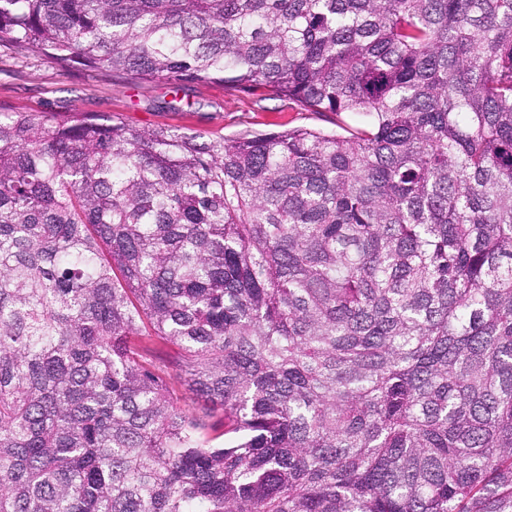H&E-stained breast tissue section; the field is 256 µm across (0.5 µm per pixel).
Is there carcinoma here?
<instances>
[{
  "label": "carcinoma",
  "instance_id": "1",
  "mask_svg": "<svg viewBox=\"0 0 512 512\" xmlns=\"http://www.w3.org/2000/svg\"><path fill=\"white\" fill-rule=\"evenodd\" d=\"M0 47L372 117L0 111V512H512V0H0Z\"/></svg>",
  "mask_w": 512,
  "mask_h": 512
}]
</instances>
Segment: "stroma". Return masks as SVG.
Returning a JSON list of instances; mask_svg holds the SVG:
<instances>
[{"instance_id": "stroma-1", "label": "stroma", "mask_w": 512, "mask_h": 512, "mask_svg": "<svg viewBox=\"0 0 512 512\" xmlns=\"http://www.w3.org/2000/svg\"><path fill=\"white\" fill-rule=\"evenodd\" d=\"M175 101L168 86L131 80L106 69L64 71L41 58H23L0 48V106L45 112L65 119L101 112L132 128L171 125L208 139L307 127L345 134L368 128L361 112H305L279 99H260L222 84H191Z\"/></svg>"}]
</instances>
